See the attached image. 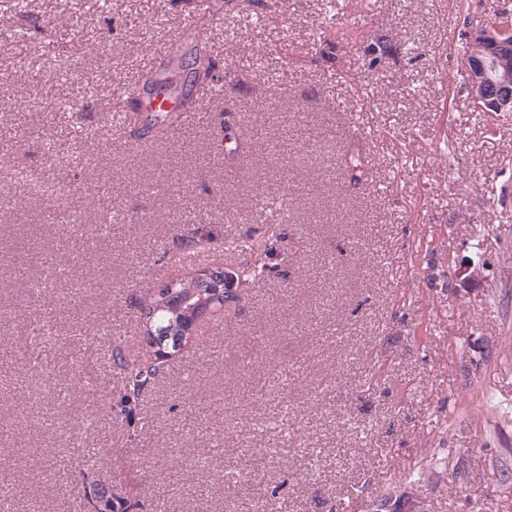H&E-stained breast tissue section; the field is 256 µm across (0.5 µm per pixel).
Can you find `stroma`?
<instances>
[{
	"label": "stroma",
	"instance_id": "stroma-1",
	"mask_svg": "<svg viewBox=\"0 0 512 512\" xmlns=\"http://www.w3.org/2000/svg\"><path fill=\"white\" fill-rule=\"evenodd\" d=\"M26 2L0 0V473L14 512H87L95 497L113 512H371L396 488L427 512H512V113L487 133L464 71L472 27L512 0ZM189 21L221 80L164 139L135 138L113 113L150 115L120 90ZM336 26L363 36L333 43ZM228 112L251 143L232 164ZM14 166L73 192L46 213ZM263 194L288 201L265 222ZM271 223L283 237L264 279L165 360L131 421L105 382L75 379L103 329L122 334L143 293L178 277L183 237L220 255ZM25 248L71 261L48 299L28 286L38 267L17 272ZM43 320L57 340L40 347L28 333ZM96 412L85 454L75 435ZM254 466L250 488L239 475Z\"/></svg>",
	"mask_w": 512,
	"mask_h": 512
}]
</instances>
